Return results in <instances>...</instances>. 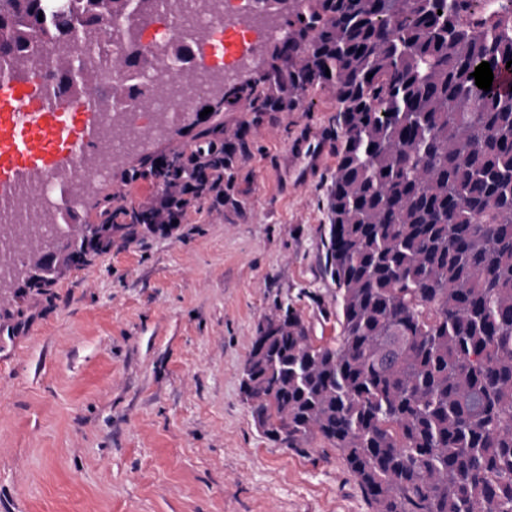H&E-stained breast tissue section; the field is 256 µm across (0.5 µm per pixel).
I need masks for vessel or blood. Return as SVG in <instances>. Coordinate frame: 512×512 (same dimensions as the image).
I'll return each mask as SVG.
<instances>
[{
    "instance_id": "obj_1",
    "label": "vessel or blood",
    "mask_w": 512,
    "mask_h": 512,
    "mask_svg": "<svg viewBox=\"0 0 512 512\" xmlns=\"http://www.w3.org/2000/svg\"><path fill=\"white\" fill-rule=\"evenodd\" d=\"M111 95V88L86 85L70 111L52 97L34 95L25 79L1 84L0 205H15L21 189L77 177L81 162L102 148L99 130ZM327 150L324 139L309 137L293 157L303 162L307 175Z\"/></svg>"
}]
</instances>
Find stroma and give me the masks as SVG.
<instances>
[{"label":"stroma","instance_id":"obj_1","mask_svg":"<svg viewBox=\"0 0 512 512\" xmlns=\"http://www.w3.org/2000/svg\"><path fill=\"white\" fill-rule=\"evenodd\" d=\"M203 107L108 161L73 209L155 201L154 182L126 172L142 153L194 149L216 125L248 141L223 198L52 287H0V512H373L340 451L267 439L240 388L257 326L280 306L314 338L339 331L320 269L336 160L307 181L288 166L306 133L333 139L336 100L313 92L256 122Z\"/></svg>","mask_w":512,"mask_h":512}]
</instances>
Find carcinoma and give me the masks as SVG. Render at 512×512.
<instances>
[{
	"mask_svg": "<svg viewBox=\"0 0 512 512\" xmlns=\"http://www.w3.org/2000/svg\"><path fill=\"white\" fill-rule=\"evenodd\" d=\"M288 38L226 109L293 112L336 99L323 272L340 333L317 343L288 306L259 325L241 389L262 432L338 449L374 512H512V94L470 73L512 59V0H267ZM165 0H0V78L44 69L97 81L107 22L127 21L113 69L139 64L140 17ZM43 19H38V16ZM330 75H325V71ZM229 153L147 155L160 201L64 227L68 244L0 242V277L49 288L67 269L171 223Z\"/></svg>",
	"mask_w": 512,
	"mask_h": 512,
	"instance_id": "1",
	"label": "carcinoma"
}]
</instances>
